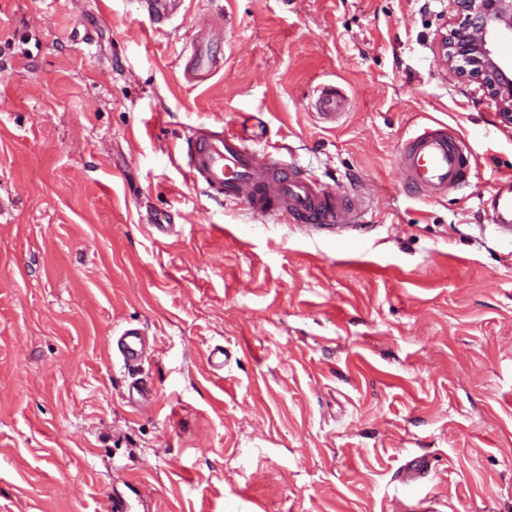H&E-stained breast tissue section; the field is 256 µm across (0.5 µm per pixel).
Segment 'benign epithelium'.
Returning a JSON list of instances; mask_svg holds the SVG:
<instances>
[{"label": "benign epithelium", "mask_w": 512, "mask_h": 512, "mask_svg": "<svg viewBox=\"0 0 512 512\" xmlns=\"http://www.w3.org/2000/svg\"><path fill=\"white\" fill-rule=\"evenodd\" d=\"M461 20L441 36L442 64L461 82H476L512 126V0H450Z\"/></svg>", "instance_id": "benign-epithelium-1"}]
</instances>
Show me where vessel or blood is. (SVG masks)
Instances as JSON below:
<instances>
[{
  "mask_svg": "<svg viewBox=\"0 0 512 512\" xmlns=\"http://www.w3.org/2000/svg\"><path fill=\"white\" fill-rule=\"evenodd\" d=\"M183 0H142L151 23L171 19ZM221 37L217 28L200 30L190 44L185 70L193 79H208L217 68L212 47ZM321 119L332 122L346 106L335 87L320 88L314 103ZM470 151L466 139L447 126H426L411 134L399 153L397 167L405 183L428 198H439L467 182ZM186 166L194 185L215 201H239L256 214L287 216L303 222L309 232L336 234L360 230L365 215L360 193H340L318 177L285 161L273 151L246 145L228 127L196 128L189 138ZM494 221L512 231V183L494 195ZM118 349L125 366H136L145 354V339L137 329L124 330Z\"/></svg>",
  "mask_w": 512,
  "mask_h": 512,
  "instance_id": "1",
  "label": "vessel or blood"
}]
</instances>
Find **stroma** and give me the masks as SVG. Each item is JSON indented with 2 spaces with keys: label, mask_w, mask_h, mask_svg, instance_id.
<instances>
[{
  "label": "stroma",
  "mask_w": 512,
  "mask_h": 512,
  "mask_svg": "<svg viewBox=\"0 0 512 512\" xmlns=\"http://www.w3.org/2000/svg\"><path fill=\"white\" fill-rule=\"evenodd\" d=\"M185 5L158 31L138 0H0V512H512V237L491 219L512 128L440 62L457 12ZM214 23L217 71L189 82L181 50ZM243 123L369 193L368 228L307 235L195 187L191 130ZM437 124L470 177L428 200L396 162ZM131 327L155 345L134 375ZM314 106L321 119L328 122H335L336 117L343 114L346 106L345 98L336 92L332 85H325L320 88ZM118 339V349L126 367H135L145 354L144 333L138 329H126Z\"/></svg>",
  "instance_id": "stroma-1"
}]
</instances>
